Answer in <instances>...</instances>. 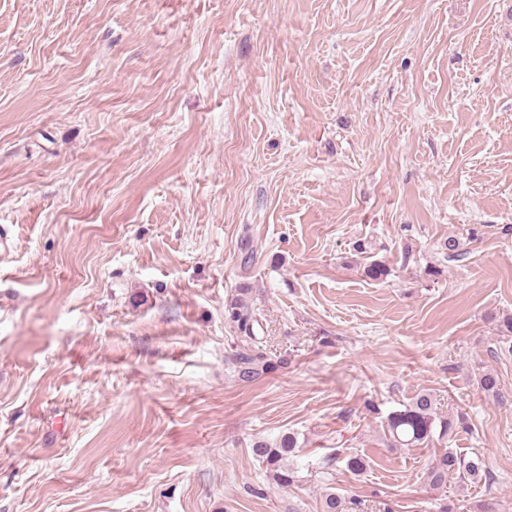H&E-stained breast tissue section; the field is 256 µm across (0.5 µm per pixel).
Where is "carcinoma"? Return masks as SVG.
<instances>
[{
    "label": "carcinoma",
    "mask_w": 512,
    "mask_h": 512,
    "mask_svg": "<svg viewBox=\"0 0 512 512\" xmlns=\"http://www.w3.org/2000/svg\"><path fill=\"white\" fill-rule=\"evenodd\" d=\"M360 269L363 277L373 281L384 280L391 275L390 268L378 259L361 264ZM224 321L236 339V350L230 364L238 381L252 382L288 364L286 357L275 363L271 362L259 348L254 327L260 324V312L255 307L252 288L247 284L238 286L224 305ZM478 387L489 397L504 399L500 380L491 372L479 374ZM460 428H467L465 415L460 413L448 418L437 416L433 395L429 393L418 394L408 406L391 413L388 418L390 443L395 448H415L435 435L445 439ZM294 448L296 442L293 437L288 436L281 439L276 446L256 442L252 451L273 472L276 482L289 486L293 483V475L290 470L282 468L281 463ZM484 465L483 456L476 452L470 457L453 451L444 452L432 460L427 480L431 487L437 489L446 487L448 477L453 475L477 480L481 478ZM321 512H347L345 498L334 492L327 493L321 500Z\"/></svg>",
    "instance_id": "obj_1"
}]
</instances>
